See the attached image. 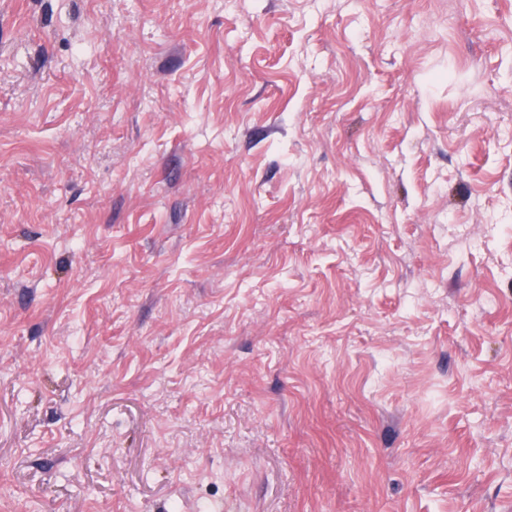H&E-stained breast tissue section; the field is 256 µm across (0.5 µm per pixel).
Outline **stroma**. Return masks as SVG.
I'll return each instance as SVG.
<instances>
[{
  "label": "stroma",
  "mask_w": 512,
  "mask_h": 512,
  "mask_svg": "<svg viewBox=\"0 0 512 512\" xmlns=\"http://www.w3.org/2000/svg\"><path fill=\"white\" fill-rule=\"evenodd\" d=\"M0 504L512 512V0H0Z\"/></svg>",
  "instance_id": "35a3bbf8"
}]
</instances>
